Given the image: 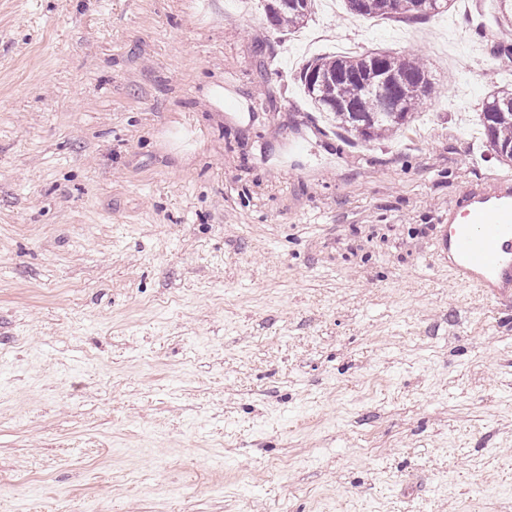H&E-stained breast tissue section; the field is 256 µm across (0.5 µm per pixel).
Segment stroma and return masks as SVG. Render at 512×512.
<instances>
[{
    "mask_svg": "<svg viewBox=\"0 0 512 512\" xmlns=\"http://www.w3.org/2000/svg\"><path fill=\"white\" fill-rule=\"evenodd\" d=\"M266 2L0 0V512H512V302L437 252L512 27ZM342 44L438 95L337 136ZM311 6L312 0H269L267 17L273 26L297 28L305 22Z\"/></svg>",
    "mask_w": 512,
    "mask_h": 512,
    "instance_id": "obj_1",
    "label": "stroma"
}]
</instances>
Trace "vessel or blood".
Here are the masks:
<instances>
[{
	"label": "vessel or blood",
	"instance_id": "b4317fda",
	"mask_svg": "<svg viewBox=\"0 0 512 512\" xmlns=\"http://www.w3.org/2000/svg\"><path fill=\"white\" fill-rule=\"evenodd\" d=\"M438 251L462 283L498 297L512 292V176L464 188L448 211Z\"/></svg>",
	"mask_w": 512,
	"mask_h": 512
}]
</instances>
